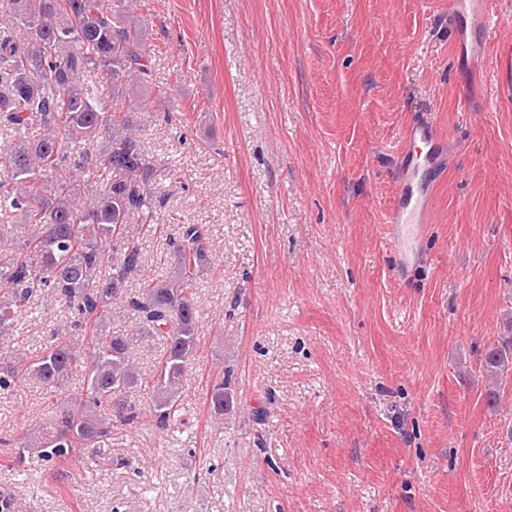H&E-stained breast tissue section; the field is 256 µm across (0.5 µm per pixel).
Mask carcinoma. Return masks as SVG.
<instances>
[{
  "label": "carcinoma",
  "mask_w": 512,
  "mask_h": 512,
  "mask_svg": "<svg viewBox=\"0 0 512 512\" xmlns=\"http://www.w3.org/2000/svg\"><path fill=\"white\" fill-rule=\"evenodd\" d=\"M131 0H0V344L37 294L68 316L35 357L0 365V394L34 382L49 392L84 375L81 392L53 405L49 431L32 447L54 475L96 463L93 449L112 430L149 417L176 425L183 381L198 352L194 286L211 264L209 228L182 224L168 240L170 270L131 284L143 268L141 231L154 224L157 187L171 168L145 152L130 115L108 99L148 93L153 58L147 27L130 21ZM131 324L112 330L117 313ZM161 350L152 375L135 365L141 341ZM512 364V339L492 345L484 370ZM224 381L210 393L211 420L224 424ZM148 391L151 405L136 400ZM0 512H24L0 489Z\"/></svg>",
  "instance_id": "cac0c4a2"
}]
</instances>
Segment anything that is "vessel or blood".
Masks as SVG:
<instances>
[{
  "instance_id": "vessel-or-blood-1",
  "label": "vessel or blood",
  "mask_w": 512,
  "mask_h": 512,
  "mask_svg": "<svg viewBox=\"0 0 512 512\" xmlns=\"http://www.w3.org/2000/svg\"><path fill=\"white\" fill-rule=\"evenodd\" d=\"M494 26L490 0H448L449 36L462 65L477 66L490 45ZM444 145L443 136L433 123L416 121L407 128L397 157L396 191L388 211L387 243L402 283L426 259L421 243L427 235L432 207L429 187L442 162Z\"/></svg>"
}]
</instances>
